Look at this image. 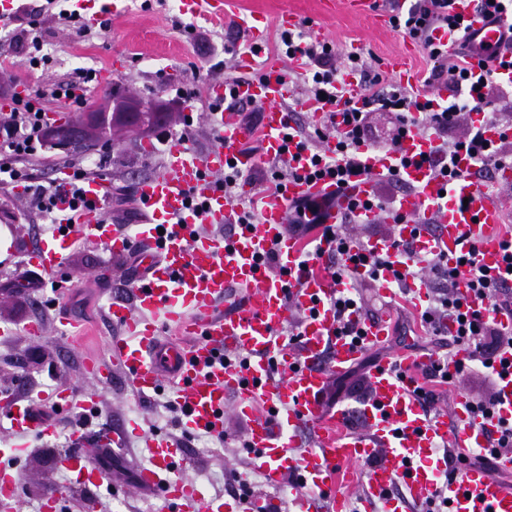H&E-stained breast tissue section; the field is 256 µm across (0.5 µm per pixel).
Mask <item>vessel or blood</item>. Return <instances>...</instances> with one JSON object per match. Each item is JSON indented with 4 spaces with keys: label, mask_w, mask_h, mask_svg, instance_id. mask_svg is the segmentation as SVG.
<instances>
[{
    "label": "vessel or blood",
    "mask_w": 512,
    "mask_h": 512,
    "mask_svg": "<svg viewBox=\"0 0 512 512\" xmlns=\"http://www.w3.org/2000/svg\"><path fill=\"white\" fill-rule=\"evenodd\" d=\"M183 14L223 20L224 0H181ZM454 10L466 26L464 37L439 28L436 43L449 54L466 51L470 68L481 73L500 45L512 39V2L499 12L477 11L475 0H455ZM250 49L240 56L242 68L255 63L254 48L263 47L269 22L254 14L243 20ZM305 68L302 57L288 64L270 58L260 75L238 85L239 98L263 108L261 133L263 155L256 158L241 150L251 136L236 113L212 115L214 146L198 156L187 142L174 140L168 160L155 175L138 182V201L144 211L142 224L134 232L118 229L106 216L109 200L107 181L90 180L85 195L90 205L77 223L63 224L27 253L29 266L54 276L63 257L77 241L90 240L112 256L135 254L139 273L127 277L124 291L111 295L106 316L120 333L107 343L105 359L92 358L85 365L98 384L121 377L135 397L147 399L161 392L168 375L180 380L175 402L182 410L183 431L224 430V404L236 396V410L246 423L244 444L253 451L255 466L267 483L279 487L288 470L295 469L308 487L307 494L286 501L279 494L258 498H204L188 475V459L174 439L156 433L147 442L148 459L136 473L139 490L162 500L165 512H346L344 499L335 494L354 468L369 462L362 488L366 505L374 512H409L410 503H423L435 491L445 469L437 446L453 441L459 448H483L492 426L476 417L463 394L452 400L450 416L433 418L411 394V387L388 362L369 374L368 401L356 412L326 408L323 392L332 375L355 363L365 346L389 341L386 320H364L362 346H355L336 333L333 307L338 289L320 272L303 277L296 288H288L287 277L296 273L303 256L304 241L286 231L288 205L301 198H334L326 212L329 224L342 223L355 215L362 224L376 223L378 209L351 210L353 201L375 197L381 174L398 171L412 185L409 193L394 197L392 211L403 216L397 226L405 240L415 237L420 224L438 219L435 235L419 238V249L445 254L456 264L462 236L473 225H481L479 259L491 272L505 269L499 239L493 229L503 219L501 197L468 180L446 182L432 174L422 157L431 155L434 140L418 127H411L400 153L366 152L363 170L352 176L344 191L330 180H291L283 197L264 206L259 224L248 227L234 221V208L224 198L222 175L226 161L243 171L238 192L252 196L256 185L252 173L261 162L278 158L285 137L294 128L286 103L293 96L288 71ZM385 72L396 82L420 88L421 77L406 56L387 58ZM315 125L329 123L336 109L328 101H299ZM413 158L401 166L400 156ZM203 203L202 217L192 215L188 202ZM230 224L231 237L202 232V224ZM276 249L282 273L268 274L263 258ZM304 311L298 347L287 345L283 333L296 311ZM247 358L246 367L225 364L228 353ZM278 362L283 375H269L271 362ZM55 405L66 414L93 413L97 396L74 397L60 390ZM13 430L40 438L53 436L55 421L40 417L31 398L7 401ZM363 422L368 432L349 435L351 418ZM313 436L304 445L303 433ZM76 448L66 453L63 469L81 482H102L107 472L88 449L91 441L125 449L130 436L124 421L115 420L90 432L73 433ZM452 512H512V488L497 475L479 468H464L460 480L449 482Z\"/></svg>",
    "instance_id": "1"
}]
</instances>
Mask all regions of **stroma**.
Segmentation results:
<instances>
[{
  "label": "stroma",
  "mask_w": 512,
  "mask_h": 512,
  "mask_svg": "<svg viewBox=\"0 0 512 512\" xmlns=\"http://www.w3.org/2000/svg\"><path fill=\"white\" fill-rule=\"evenodd\" d=\"M125 14L112 21L104 37L78 38L62 30L58 13L73 9L72 0H19V15L23 21L37 19L43 35V52L49 60L44 72H33L22 63L11 70L15 92L26 93L41 86L44 78L60 79L74 76L80 70H101L108 59L120 51H128L130 59L123 71L112 77L106 86L90 85L85 94L88 109L96 110L107 102L137 93L140 98L161 104L166 118L161 131L177 136L189 129L190 147L206 155L213 147L212 132L203 114L210 99L207 88L223 81L236 67V61L225 53L235 35L233 26L256 11L276 15L284 6L295 9L310 35H322L340 52L350 45H359L363 56L385 59L404 48L403 35L391 29L376 28L372 14L357 15L339 9L326 12L320 0H231L225 22L215 23L201 17L182 15L179 0H126ZM159 131L135 137L115 135L109 151L112 160L107 171L111 182L112 218L118 224L129 223L137 208L136 186L140 180L160 171L166 145L158 142ZM100 143L94 142L81 150H63L48 145L42 160L36 162V174L42 184L57 178L58 164L68 162L92 166L101 155ZM24 201H0V213L11 216L7 230L10 236L28 245H37L46 236L45 218L39 212H29L27 220H17ZM22 255L9 254L0 260V327H10L12 335H0V404L10 399L54 390L74 393L98 391L99 422L112 418L136 420L139 429L131 435L122 456L126 469H135L143 461L142 450L147 437L155 432H170L184 448L191 467L190 474L206 473L202 488L205 497H231L235 487L230 482L232 472L249 475V486L255 495L269 493L263 474L253 468L243 438L246 425L235 412L234 399L224 405V441L212 452H203V439H191L181 430L170 429L165 402L171 392L137 400L123 382L96 386L84 376L82 364L86 357H104L106 343L117 330L104 317L102 305L112 295L126 273L128 262L110 261L108 252L92 242L78 243L64 258L53 285L40 289L21 286L18 279ZM68 306L90 332L91 339L77 343L63 334L59 325L60 308ZM46 326L40 339L31 338L25 327L32 322ZM67 422H60L58 433L49 438L21 436L11 431L6 412L0 407V443L23 446L19 455L0 456V469L19 475L15 493V512H38L39 500L53 486H71L64 512H79V504L94 499L95 512H146L147 507L159 510L163 503L142 494L134 483L124 485L123 493L112 490L111 480L100 485L77 486L70 472L53 464L57 452L63 451L62 436L68 433Z\"/></svg>",
  "instance_id": "stroma-1"
}]
</instances>
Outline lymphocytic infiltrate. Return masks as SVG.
I'll list each match as a JSON object with an SVG mask.
<instances>
[{
	"instance_id": "obj_1",
	"label": "lymphocytic infiltrate",
	"mask_w": 512,
	"mask_h": 512,
	"mask_svg": "<svg viewBox=\"0 0 512 512\" xmlns=\"http://www.w3.org/2000/svg\"><path fill=\"white\" fill-rule=\"evenodd\" d=\"M380 7L391 12L394 30L418 43L432 64L423 78L424 84L445 85L447 100L419 95L412 88L383 77L361 55L339 54L329 42L312 38L303 31H280L277 48L281 55L291 58L301 54L308 60L304 72L307 97H334L343 76L355 71L360 78V98L342 102L340 122L296 128L297 149L310 153L306 168L300 171L288 165H270L265 182L252 197L238 195L237 184L242 175L233 164L225 165L224 197L234 206L237 223H258L266 199L279 196L288 179L300 175L309 180L332 178L337 188H344L348 177L362 170L361 148L377 153L400 151L413 126L435 135L430 164L442 176L472 179L477 172H490L504 163H512L511 137H502L500 143L491 144L484 139L481 128L471 122L458 139L448 138L449 129L457 125L460 116L484 113L492 106L493 95L512 93V88L501 85L493 75L474 77L464 57L449 58L447 52L433 44L430 38L433 27L445 25L457 34L465 32L463 21L453 12V0H381ZM94 79L93 71L82 70L76 78L52 82L24 96H13L9 112L0 119V192L21 189L31 208L54 224L62 223L64 213L74 214L83 208L81 184L98 176L108 158L100 156L96 166L74 171V183L68 190L58 184L50 188L40 184L31 161L40 156L45 146L43 131L49 103L61 100L79 108L86 106L82 90ZM374 112H390L396 117L393 133L386 142H377L370 133L369 116ZM331 135L336 138V154L332 157L320 150L321 142ZM462 153L477 160L478 170L455 169L454 161ZM330 204L327 198H303L292 201L289 210L292 234L306 241V260L317 258L315 245L321 240L333 244L322 269L334 281L346 284L334 304L337 335L359 342L362 331L358 320L369 315L359 297L365 282L388 275L395 296L409 302L413 299L410 281L420 277L427 284L429 300L419 310L417 322L425 335L440 337L443 351L435 363L419 372L403 366L398 356L390 358L389 364L408 378L413 396L426 412L436 415L438 402L453 391L457 376L478 372L495 380L512 369L501 357L504 349L512 348V327H504L495 319L498 309L512 307V284L489 275L479 266L478 235L465 232L461 255L465 266L461 269L449 267L443 256L418 250L413 241L393 235L388 238V250L378 253L352 235L346 225L324 223L323 213ZM360 268L364 269L365 278L357 277ZM461 287L470 290V297L458 295ZM451 323L456 331L445 335L444 329ZM461 344L470 349L471 357L467 363L449 368L446 351ZM499 403L500 393L496 390L484 398L471 400L472 412L495 420V429L484 448L443 445L441 454L448 467L439 479L440 489L425 501L424 512H448V498L442 487L459 478L463 465L478 466L492 474L496 471V459L501 454L512 453V418L499 417Z\"/></svg>"
}]
</instances>
